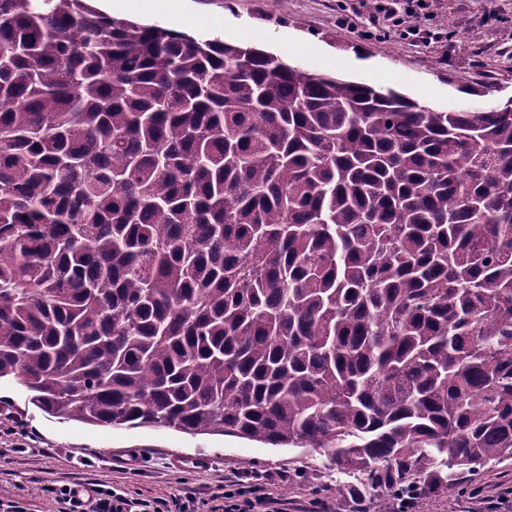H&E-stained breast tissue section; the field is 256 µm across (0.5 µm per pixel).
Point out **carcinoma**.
Instances as JSON below:
<instances>
[{"label": "carcinoma", "instance_id": "1", "mask_svg": "<svg viewBox=\"0 0 512 512\" xmlns=\"http://www.w3.org/2000/svg\"><path fill=\"white\" fill-rule=\"evenodd\" d=\"M60 420L308 448L392 490L512 458V99L0 0V380Z\"/></svg>", "mask_w": 512, "mask_h": 512}]
</instances>
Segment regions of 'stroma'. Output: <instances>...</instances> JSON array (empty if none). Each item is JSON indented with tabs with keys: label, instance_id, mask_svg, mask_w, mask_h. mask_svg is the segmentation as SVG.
Segmentation results:
<instances>
[{
	"label": "stroma",
	"instance_id": "1",
	"mask_svg": "<svg viewBox=\"0 0 512 512\" xmlns=\"http://www.w3.org/2000/svg\"><path fill=\"white\" fill-rule=\"evenodd\" d=\"M442 41L401 39L354 0H178L170 10L128 20L193 36L256 45L311 71L388 85L436 110L493 105L512 97V0H437ZM341 68L326 69L330 59ZM206 455L209 468L180 471L172 458ZM261 483L283 512H347L337 493L347 475L324 456L221 435L166 427H104L59 422L33 407L15 381H0V504L15 512H58L55 491L97 483L156 507L194 497L197 512L224 502L226 481ZM459 489L425 487L419 512H479Z\"/></svg>",
	"mask_w": 512,
	"mask_h": 512
}]
</instances>
